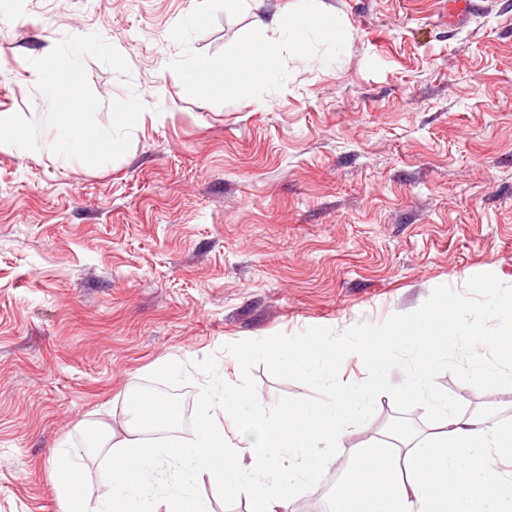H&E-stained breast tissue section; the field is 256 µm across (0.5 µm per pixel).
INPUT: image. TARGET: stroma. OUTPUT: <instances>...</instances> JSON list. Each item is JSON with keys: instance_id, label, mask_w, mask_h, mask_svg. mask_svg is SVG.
<instances>
[{"instance_id": "35a3bbf8", "label": "stroma", "mask_w": 512, "mask_h": 512, "mask_svg": "<svg viewBox=\"0 0 512 512\" xmlns=\"http://www.w3.org/2000/svg\"><path fill=\"white\" fill-rule=\"evenodd\" d=\"M198 2L0 0V133L17 142L0 151V512H58L53 451L101 421L123 435L133 394L197 398L191 364L210 355L239 382L226 344L380 324L480 273L512 286V0L465 22L448 0H318L341 57L288 58L283 90L223 104L169 68ZM295 4L247 0L190 47L217 54ZM65 64L77 158L41 121ZM448 359L432 379L458 414L512 421L507 398L485 401L512 384V342ZM253 377L267 405L312 394ZM396 418L434 428L383 395L349 446ZM345 475L329 462L294 505L325 512Z\"/></svg>"}]
</instances>
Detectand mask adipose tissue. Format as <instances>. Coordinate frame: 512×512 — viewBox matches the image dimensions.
I'll return each mask as SVG.
<instances>
[{
	"label": "adipose tissue",
	"instance_id": "1",
	"mask_svg": "<svg viewBox=\"0 0 512 512\" xmlns=\"http://www.w3.org/2000/svg\"><path fill=\"white\" fill-rule=\"evenodd\" d=\"M76 71L54 70L56 100L45 120L55 132L56 149L78 155L82 143L72 130L77 108L67 94ZM390 341L418 350L425 367L411 372L408 389L433 394L444 423L428 434L380 440L354 449L351 477L333 489L329 512H512V474L499 464L512 460V425H486L478 418L450 414L446 396L437 394L429 369L443 363L448 349H475L483 339L462 331L451 314H418L400 323ZM370 387L340 388L331 403L302 402L290 411L259 406L241 386L213 394L198 419L194 439L168 438L162 447L132 427L116 436L99 422L95 442L108 451L103 492L83 490L82 450L59 448L51 457L59 512H160L159 486L174 484V512H210L193 487L204 476L225 494L248 501L250 512H286L298 486L313 479L332 454H343L349 423L372 396Z\"/></svg>",
	"mask_w": 512,
	"mask_h": 512
}]
</instances>
